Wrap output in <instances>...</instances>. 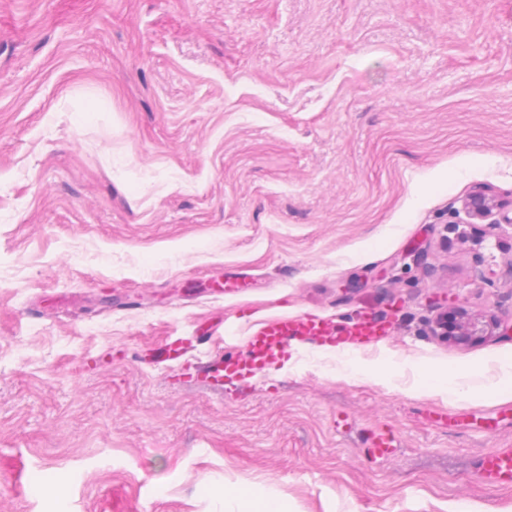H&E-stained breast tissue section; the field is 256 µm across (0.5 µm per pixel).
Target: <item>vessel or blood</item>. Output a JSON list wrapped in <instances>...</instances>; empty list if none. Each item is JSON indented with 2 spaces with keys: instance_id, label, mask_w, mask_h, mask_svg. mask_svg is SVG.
Segmentation results:
<instances>
[{
  "instance_id": "vessel-or-blood-1",
  "label": "vessel or blood",
  "mask_w": 512,
  "mask_h": 512,
  "mask_svg": "<svg viewBox=\"0 0 512 512\" xmlns=\"http://www.w3.org/2000/svg\"><path fill=\"white\" fill-rule=\"evenodd\" d=\"M389 321L373 314L346 323L310 313L279 314L251 327L241 348L203 352L207 336H168L151 349L148 362L172 370L177 379L206 388L210 394L246 395L253 379L272 365L305 348L350 354L381 345L390 336ZM476 475L495 484H512V450L479 461Z\"/></svg>"
}]
</instances>
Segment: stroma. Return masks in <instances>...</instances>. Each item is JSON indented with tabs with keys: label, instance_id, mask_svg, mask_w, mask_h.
I'll return each instance as SVG.
<instances>
[{
	"label": "stroma",
	"instance_id": "stroma-1",
	"mask_svg": "<svg viewBox=\"0 0 512 512\" xmlns=\"http://www.w3.org/2000/svg\"><path fill=\"white\" fill-rule=\"evenodd\" d=\"M476 184L512 202V0H0V512L512 505L474 474L512 400L417 388L512 352V233L466 223ZM458 304L498 329L439 341ZM287 311L393 318L359 355L389 385L304 352L219 399L142 363ZM240 510L237 512H293L287 499L270 487L262 497H255L251 490H242L237 493Z\"/></svg>",
	"mask_w": 512,
	"mask_h": 512
}]
</instances>
